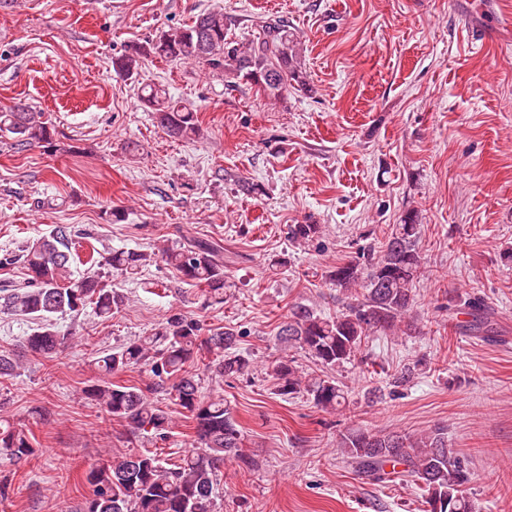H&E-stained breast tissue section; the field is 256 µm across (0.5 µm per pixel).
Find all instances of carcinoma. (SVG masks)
I'll use <instances>...</instances> for the list:
<instances>
[{
  "label": "carcinoma",
  "mask_w": 512,
  "mask_h": 512,
  "mask_svg": "<svg viewBox=\"0 0 512 512\" xmlns=\"http://www.w3.org/2000/svg\"><path fill=\"white\" fill-rule=\"evenodd\" d=\"M256 36L246 42L227 38V17L221 11L199 15L185 27L171 28L135 42L112 59L114 71L128 78L140 75L142 63L158 57L174 63L191 62L224 78L228 87L249 85L277 101L291 89L304 85L303 47L294 30L282 20L260 16L254 20ZM141 105L152 112L157 127L168 137L190 141L200 134L197 111L171 98L155 82L141 81ZM56 127L43 112L22 104L0 110V137L16 150L31 146L48 153L68 151L56 138ZM322 233L319 224L287 225L290 244L306 247ZM420 225L404 219L393 225L380 249L364 246L352 260L326 272L330 285L351 293L352 300L334 315H321L296 303L279 326V344L304 352L324 368L348 363L375 333L410 336L417 324L410 311L412 286L421 274L424 257L418 248ZM71 227L56 226L50 234L26 242L0 258V265L19 264L27 272L26 285L0 294V311L29 318L36 330L23 346L33 355L48 357L71 344L55 326L57 317L73 319L92 308L110 318L127 297L112 285L110 275H133L150 261L141 251L116 250L89 263L108 267L107 273L75 275L71 271ZM159 261L179 273L194 287L205 288V301L224 303V262L218 248L207 239L158 250ZM473 327L488 324L485 305L468 302ZM239 331L230 325L206 329L199 320L178 308L145 336L93 359L105 375L139 370L148 373L145 386L93 383L83 388L86 400L113 419L126 423L129 433L165 440L171 418L154 395L168 393L194 423L192 450L175 464L148 448L110 457L86 473L91 487L78 512H218L217 485L220 468L233 460L253 470L254 459L242 451L241 431L224 396L206 397L199 390L195 370L199 356L207 354L205 368L219 377L236 378L249 371L252 358L238 347ZM22 368L20 356L0 349V379L11 378ZM271 377L282 396L306 392L314 404L334 411L346 404V395L335 377L301 375L294 357L279 355L271 361ZM339 447L345 462L373 484H393L405 479L424 492L427 512H475L466 493L471 480L469 459L451 448L448 429L434 427L419 435L372 431L351 427L341 435ZM32 434L8 421L0 423V459L26 461L34 455Z\"/></svg>",
  "instance_id": "cac0c4a2"
}]
</instances>
